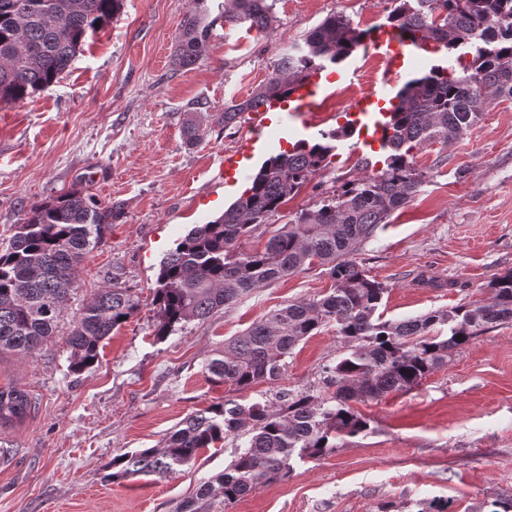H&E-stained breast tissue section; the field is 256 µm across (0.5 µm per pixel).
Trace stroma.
Returning <instances> with one entry per match:
<instances>
[{
    "label": "stroma",
    "instance_id": "obj_1",
    "mask_svg": "<svg viewBox=\"0 0 512 512\" xmlns=\"http://www.w3.org/2000/svg\"><path fill=\"white\" fill-rule=\"evenodd\" d=\"M393 6L277 0L271 33L244 24L216 27L204 59L178 69L172 58L180 23L212 9L211 0H124L109 26L86 37L54 86L0 105V246L32 205L73 188L113 212L76 271L55 336L32 356H0V387L22 388L34 402L23 421L0 426V444L10 449L0 462V512H172L229 465L237 439L202 450L193 466L166 476L112 481L105 464L159 447L185 416L231 394L242 404L283 390L330 395L324 368L345 353L332 324L299 343L275 383L234 394L205 371L225 339L288 302L326 294L333 281L324 268L290 275L162 339L152 298L176 240L222 214L263 162L242 158L239 181L224 183L217 160L237 151L252 127L249 115L226 127L214 114L246 99L329 14L368 29L385 23ZM329 72L333 80L320 95L323 130L336 127L343 90L367 92L375 79L358 50ZM199 100L207 110L196 111ZM190 118L207 131L194 147L187 144ZM359 146L354 135L337 141L325 167L272 223L243 237L240 251L263 248L283 217L366 175ZM415 160L428 173L418 195L355 255L388 286L384 316L392 320L487 299L492 276L512 270V101H492L462 139L424 145ZM114 280L139 297L140 311L113 331L97 364L71 372V328ZM356 408L370 424L365 434L295 463L287 480L229 512H417L418 503L432 500L451 502L453 512H478L497 495L512 494V323L471 339L413 390Z\"/></svg>",
    "mask_w": 512,
    "mask_h": 512
}]
</instances>
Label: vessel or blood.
I'll return each mask as SVG.
<instances>
[{
  "mask_svg": "<svg viewBox=\"0 0 512 512\" xmlns=\"http://www.w3.org/2000/svg\"><path fill=\"white\" fill-rule=\"evenodd\" d=\"M375 45L385 62L387 77L375 83L346 113L350 123L359 128L363 143L370 147L380 145L388 117L387 112L381 108L389 86L388 77L404 65V56L399 50L400 40L395 30L389 27L381 29L375 37ZM321 79V73H313L307 80L292 85L287 98L270 101L253 113V136L245 140L241 153L227 154L220 160L219 171L226 181H235L241 154L255 151L264 128L275 123L283 124L287 120H302L314 113Z\"/></svg>",
  "mask_w": 512,
  "mask_h": 512,
  "instance_id": "obj_1",
  "label": "vessel or blood"
}]
</instances>
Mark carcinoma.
Wrapping results in <instances>:
<instances>
[{"label":"carcinoma","mask_w":512,"mask_h":512,"mask_svg":"<svg viewBox=\"0 0 512 512\" xmlns=\"http://www.w3.org/2000/svg\"><path fill=\"white\" fill-rule=\"evenodd\" d=\"M124 0H0V104L22 101L53 86L70 67L88 33L107 25ZM388 25L415 48L433 41L453 49L480 40L486 47L459 70L433 66L408 80L381 147L383 159L369 176L346 180L313 209L291 215L264 248L237 251L240 239L268 224L353 130L336 128L303 140L265 160L247 188L224 213L197 224L163 260L153 295L159 322L155 335L179 324L204 321L260 288L312 268L326 267L334 288L271 311L244 333L224 341L205 367L210 378L233 392L279 380L286 358L303 340L330 323L348 343L347 353L326 368L333 396L278 393V403L241 404L226 398L193 412L167 434L160 448L112 458V478L166 475L192 466L201 452L229 437L243 438L234 459L203 482L174 512H213L293 471V461L320 459L369 426L353 403L379 400L417 387L472 338L512 322V270L492 277L486 301L461 303L401 320H385L380 308L388 287L371 278L353 255L376 229L415 199L426 172L414 152L463 137L484 115L487 101L512 100V0H395ZM276 0H220L204 25L190 13L181 22L174 64L195 65L206 55L210 27L249 24L272 28ZM369 32L345 15L330 14L288 50L253 93L224 105L216 122L228 127L257 111L326 64L346 59ZM112 211L73 189L32 206L0 249V355L28 357L55 335L75 272L101 240ZM140 300L114 282L83 308L67 344L69 368L82 372L99 361L112 332L137 314ZM448 334L441 335L442 327ZM30 394L0 388V423L23 420Z\"/></svg>","instance_id":"carcinoma-1"}]
</instances>
